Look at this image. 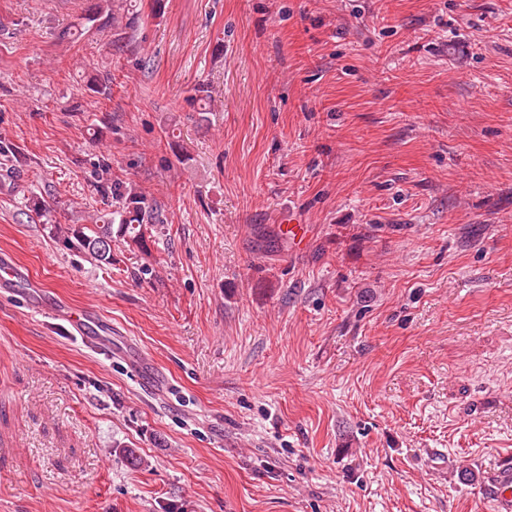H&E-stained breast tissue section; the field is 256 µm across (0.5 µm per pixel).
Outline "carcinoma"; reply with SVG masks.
<instances>
[{"label": "carcinoma", "mask_w": 512, "mask_h": 512, "mask_svg": "<svg viewBox=\"0 0 512 512\" xmlns=\"http://www.w3.org/2000/svg\"><path fill=\"white\" fill-rule=\"evenodd\" d=\"M123 0H94L83 18L81 27L92 29L103 16L116 21V8ZM99 192L112 198L115 209L112 218L104 224H56L54 235L68 249L89 255L101 264L112 263V240L120 239L140 247L153 231L163 223L158 204L130 183L114 180Z\"/></svg>", "instance_id": "carcinoma-1"}]
</instances>
